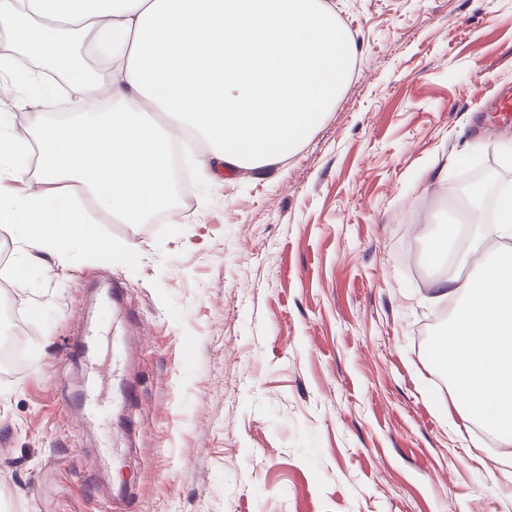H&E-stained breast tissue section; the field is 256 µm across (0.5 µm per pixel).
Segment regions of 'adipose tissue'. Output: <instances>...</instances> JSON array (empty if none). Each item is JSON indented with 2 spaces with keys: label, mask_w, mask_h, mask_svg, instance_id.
Instances as JSON below:
<instances>
[{
  "label": "adipose tissue",
  "mask_w": 512,
  "mask_h": 512,
  "mask_svg": "<svg viewBox=\"0 0 512 512\" xmlns=\"http://www.w3.org/2000/svg\"><path fill=\"white\" fill-rule=\"evenodd\" d=\"M107 49L112 79L88 82L70 51L65 26ZM0 29L64 84L17 77L22 100L66 90L74 116L37 132L38 180L45 191L0 198V237L21 241L15 277L47 251L74 245L108 261L136 256L133 244L86 235L74 187H81L125 224L168 207L170 144L178 130L196 132L210 169L259 167L292 155L336 100L354 66L356 47L322 0H0ZM165 113L166 124L152 115ZM0 113V174H27L26 143ZM498 242L464 241L448 226L452 246L430 265L454 263L482 249L472 277L435 278L431 298L455 313L429 345L452 384L457 408L479 421L500 447H512V196L497 206Z\"/></svg>",
  "instance_id": "ef3b65f1"
}]
</instances>
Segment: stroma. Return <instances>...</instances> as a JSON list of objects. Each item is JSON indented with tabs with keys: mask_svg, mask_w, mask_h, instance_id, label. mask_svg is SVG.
<instances>
[{
	"mask_svg": "<svg viewBox=\"0 0 512 512\" xmlns=\"http://www.w3.org/2000/svg\"><path fill=\"white\" fill-rule=\"evenodd\" d=\"M356 46L351 76L287 159L202 175L174 216L123 224L82 198L103 261L43 253L0 304L28 321L0 378V512H512V447L457 410L426 354L454 308L428 299L452 179L512 189V0H323ZM34 144L67 94L19 102ZM127 348L132 400L82 422L86 321ZM113 443L120 481L101 459Z\"/></svg>",
	"mask_w": 512,
	"mask_h": 512,
	"instance_id": "1",
	"label": "stroma"
}]
</instances>
